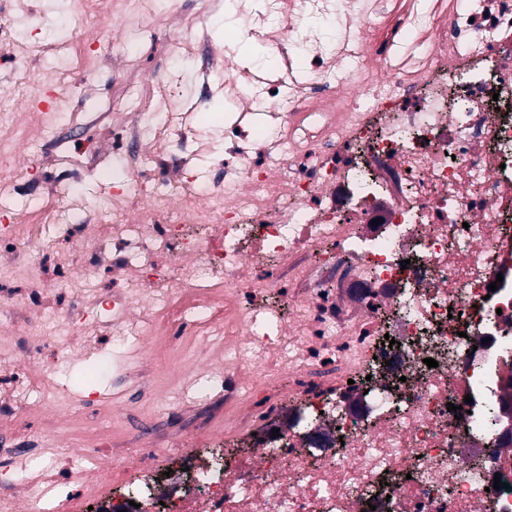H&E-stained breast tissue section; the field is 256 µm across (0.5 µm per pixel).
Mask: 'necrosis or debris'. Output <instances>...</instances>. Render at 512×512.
<instances>
[{
	"instance_id": "4bbe7bcc",
	"label": "necrosis or debris",
	"mask_w": 512,
	"mask_h": 512,
	"mask_svg": "<svg viewBox=\"0 0 512 512\" xmlns=\"http://www.w3.org/2000/svg\"><path fill=\"white\" fill-rule=\"evenodd\" d=\"M233 3L244 34L264 38L270 76L242 83L224 59L225 88L275 123L225 128L223 179L186 190L192 126L171 75L160 117L179 152L128 100L127 179L111 225L93 210L78 227L81 272L65 249L53 290L32 256L0 268L29 285L0 313V357L15 364L0 376V421L18 430L0 448L13 499L64 512L61 465L86 496L111 485L68 448L31 474L27 426L53 431L72 408L77 429L103 435L101 403L78 401L39 358L108 343L131 380L145 363L173 375L144 415L200 412L190 448L156 434L164 461L140 470V512H512V0ZM67 7L142 38L143 0ZM38 52L59 84L71 54L94 55L47 38ZM40 81L19 74L0 96L1 159L39 146L43 114L66 116ZM104 265L123 283L108 299L90 286ZM166 468L190 474L171 495Z\"/></svg>"
}]
</instances>
